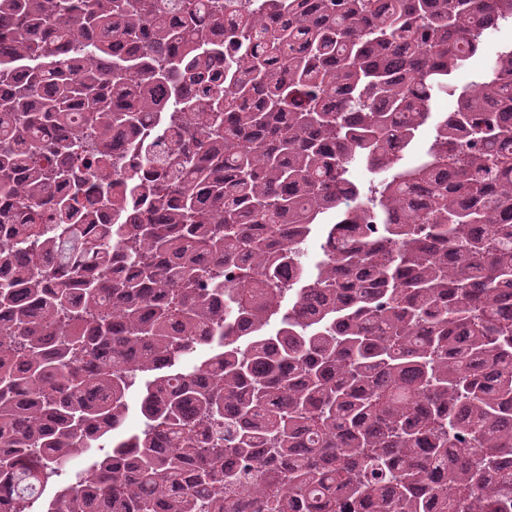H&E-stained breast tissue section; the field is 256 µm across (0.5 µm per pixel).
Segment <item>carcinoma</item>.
Here are the masks:
<instances>
[{
    "label": "carcinoma",
    "instance_id": "cac0c4a2",
    "mask_svg": "<svg viewBox=\"0 0 512 512\" xmlns=\"http://www.w3.org/2000/svg\"><path fill=\"white\" fill-rule=\"evenodd\" d=\"M492 19L512 0H0L9 512H512V42L454 82ZM155 112L172 146L114 172Z\"/></svg>",
    "mask_w": 512,
    "mask_h": 512
}]
</instances>
